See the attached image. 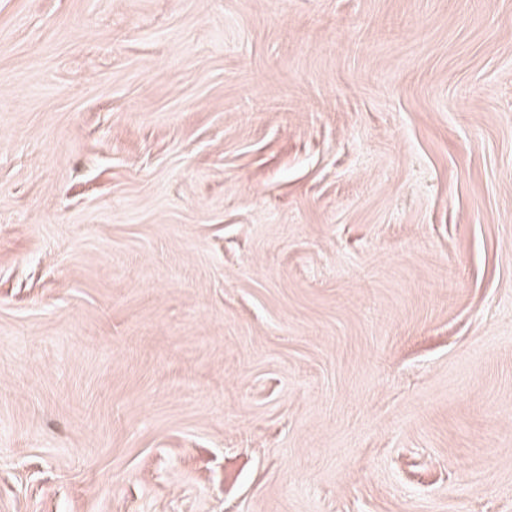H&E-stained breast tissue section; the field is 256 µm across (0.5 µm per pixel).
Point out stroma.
<instances>
[{"label":"stroma","mask_w":512,"mask_h":512,"mask_svg":"<svg viewBox=\"0 0 512 512\" xmlns=\"http://www.w3.org/2000/svg\"><path fill=\"white\" fill-rule=\"evenodd\" d=\"M0 512H512V0H0Z\"/></svg>","instance_id":"1"}]
</instances>
